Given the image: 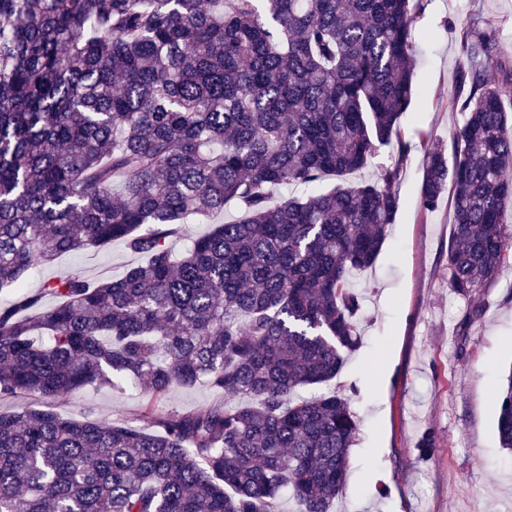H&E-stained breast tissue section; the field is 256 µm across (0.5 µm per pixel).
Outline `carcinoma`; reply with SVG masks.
<instances>
[{
    "label": "carcinoma",
    "mask_w": 512,
    "mask_h": 512,
    "mask_svg": "<svg viewBox=\"0 0 512 512\" xmlns=\"http://www.w3.org/2000/svg\"><path fill=\"white\" fill-rule=\"evenodd\" d=\"M422 0H0V399L204 382L226 401L146 425L0 412V512H330L358 422L339 376L359 345L353 275L395 223L398 166L274 201L372 164L399 137ZM475 19L448 101L452 152L424 151L420 209L450 201L448 286L498 277L512 226V60ZM234 203L242 218L166 240ZM118 278L30 271L113 241ZM51 297L53 305H43ZM496 429L512 452V373ZM398 151H399L398 142L395 139L389 145L381 146L379 148L377 156L374 159V164L371 167L367 168L366 170L357 172L354 174L346 175L340 179H337L336 177L328 176L324 179L323 182L316 184V185L309 186V187L288 186V187L280 189L276 193L275 200L280 201V200L287 199V198L293 197V196H301V195L326 192L339 184L355 185L357 183H360L362 180L371 178L374 175V173L376 172L375 166H378V165L392 166L396 162H398V155H399Z\"/></svg>",
    "instance_id": "carcinoma-1"
}]
</instances>
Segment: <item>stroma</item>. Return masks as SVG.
<instances>
[{
	"mask_svg": "<svg viewBox=\"0 0 512 512\" xmlns=\"http://www.w3.org/2000/svg\"><path fill=\"white\" fill-rule=\"evenodd\" d=\"M499 31L496 55L512 59V0H425L416 19L415 93L400 120L410 152L379 148L376 165H398L396 221L374 266L357 278L363 298L361 340L339 377L359 421L347 482L335 512H512V454L498 440V394L512 371V257L483 288L481 319L460 335L465 298L448 286V203L419 209L425 145H450L461 123L448 107L463 63L460 32L472 15ZM124 244L64 255L34 270L27 282L71 271L116 277L138 262ZM206 385L174 388L159 411H194L220 402ZM139 387L86 388L49 403L63 416L138 422ZM436 436L431 457L417 445Z\"/></svg>",
	"mask_w": 512,
	"mask_h": 512,
	"instance_id": "1",
	"label": "stroma"
}]
</instances>
